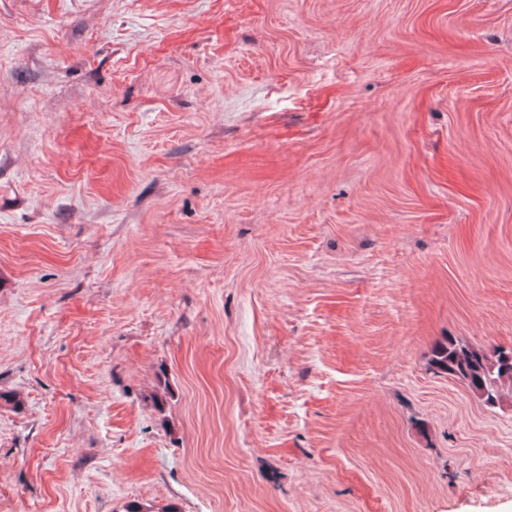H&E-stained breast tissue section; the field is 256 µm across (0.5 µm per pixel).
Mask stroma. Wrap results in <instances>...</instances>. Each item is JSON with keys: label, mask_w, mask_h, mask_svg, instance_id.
<instances>
[{"label": "stroma", "mask_w": 512, "mask_h": 512, "mask_svg": "<svg viewBox=\"0 0 512 512\" xmlns=\"http://www.w3.org/2000/svg\"><path fill=\"white\" fill-rule=\"evenodd\" d=\"M450 337L512 347V0H0V512H512Z\"/></svg>", "instance_id": "1"}]
</instances>
